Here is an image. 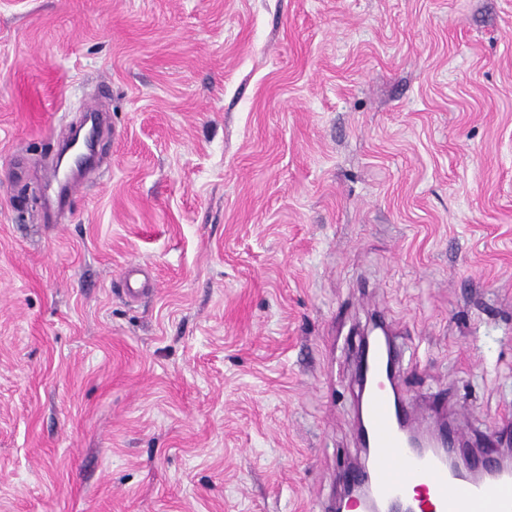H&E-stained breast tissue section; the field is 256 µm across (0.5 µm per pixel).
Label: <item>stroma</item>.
I'll list each match as a JSON object with an SVG mask.
<instances>
[{
  "label": "stroma",
  "instance_id": "35a3bbf8",
  "mask_svg": "<svg viewBox=\"0 0 512 512\" xmlns=\"http://www.w3.org/2000/svg\"><path fill=\"white\" fill-rule=\"evenodd\" d=\"M378 319L501 431L512 0H0V512H326Z\"/></svg>",
  "mask_w": 512,
  "mask_h": 512
}]
</instances>
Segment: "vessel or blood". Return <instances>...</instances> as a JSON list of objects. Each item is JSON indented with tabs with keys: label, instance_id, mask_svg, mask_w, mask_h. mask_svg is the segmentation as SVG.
<instances>
[{
	"label": "vessel or blood",
	"instance_id": "b4317fda",
	"mask_svg": "<svg viewBox=\"0 0 512 512\" xmlns=\"http://www.w3.org/2000/svg\"><path fill=\"white\" fill-rule=\"evenodd\" d=\"M395 363L392 344L381 342L359 364L361 378L368 381L362 410L372 449L368 482L373 498L410 502L414 512H512V472L475 482L451 472L439 457L409 448L401 423L410 407L395 402L386 383Z\"/></svg>",
	"mask_w": 512,
	"mask_h": 512
}]
</instances>
